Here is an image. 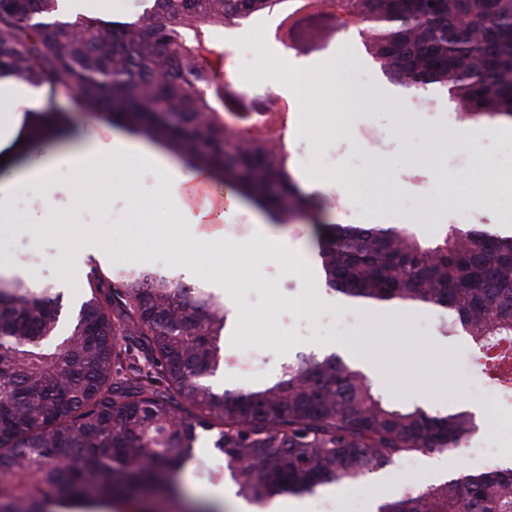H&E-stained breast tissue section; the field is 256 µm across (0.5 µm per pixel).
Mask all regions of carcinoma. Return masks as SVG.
<instances>
[{"label": "carcinoma", "mask_w": 512, "mask_h": 512, "mask_svg": "<svg viewBox=\"0 0 512 512\" xmlns=\"http://www.w3.org/2000/svg\"><path fill=\"white\" fill-rule=\"evenodd\" d=\"M434 5H429V2ZM116 22L60 19L59 0H0V73L107 99L106 120L220 172L278 223L312 219L329 290L362 305L431 307L471 338L501 388L512 378V232L451 224L435 242L413 224H322L285 156L230 111L209 34L287 0H146ZM389 78L448 97L463 119L512 122V0H364ZM276 192H268L269 183ZM62 295L0 278V512L178 495L202 431L239 496L261 507L362 479L377 466L461 447L466 410L387 399L340 354H301L260 387L216 393L229 310L154 271H99L68 325ZM378 512H512V467L458 474Z\"/></svg>", "instance_id": "1"}]
</instances>
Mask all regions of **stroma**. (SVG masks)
Masks as SVG:
<instances>
[{
    "instance_id": "stroma-1",
    "label": "stroma",
    "mask_w": 512,
    "mask_h": 512,
    "mask_svg": "<svg viewBox=\"0 0 512 512\" xmlns=\"http://www.w3.org/2000/svg\"><path fill=\"white\" fill-rule=\"evenodd\" d=\"M281 17V12L272 13L270 22L254 34L244 26L227 27L212 30L211 38L224 50V92L237 100L244 113H266L288 99L282 83L292 59L323 65L325 74L332 76L338 106L350 115V132L337 137L322 119H315L313 135L299 140L302 161L288 166L296 182L319 179L320 188L307 192L305 198L322 221L352 224L360 218L367 224H383L394 218L404 224L418 214L422 221L416 232L425 241L439 238L451 224L512 225V195L493 189L474 192L471 185L455 182V172L446 162L448 155L467 153L472 157L469 171L489 168L491 162L479 147L486 140L512 145L511 121L449 120L446 97L406 95L382 74L359 29H344L329 15L313 16L299 26L292 48L277 35ZM254 71L261 72V79H251ZM367 125L383 132L385 148H374L361 138ZM338 146L344 150L343 158L334 165L326 163V156ZM107 166L115 186L110 200L81 208L62 192L56 200L62 214L113 233V241L104 242L71 271L66 261L76 242L66 225H55L37 237L4 227L0 258L9 261L10 274L62 293L68 309L84 300L87 282L97 268L124 275L135 267L160 264L168 275L222 296L230 312L225 350L262 337L265 364L260 369L216 372L208 382L217 392L266 384L299 351L324 355L341 341L362 345L373 355L378 365L372 378L396 402L444 411L449 400L459 399L465 387L475 385L471 340L459 333L442 334L439 311L421 309L412 322L387 335L372 331L360 309L342 306L325 284L311 222L283 226L239 198L237 211L223 224L225 238L236 245L228 251L158 220L136 223L133 199H140L157 216L167 208L155 169L142 164L133 171L113 157ZM130 180L137 188L133 196L125 191ZM295 253L306 256L304 268L289 263ZM25 255L39 256L40 264L29 268L21 261ZM251 308L259 310V317L248 316ZM482 414L483 424L475 428L473 439L504 448L506 438L512 436V393L501 397L497 409L486 408ZM433 461L429 453L404 458L337 486L332 512H370L374 500H392L407 491L438 486L447 475L479 473L491 465L490 457L462 451L449 453L447 470L435 469ZM223 466V455L207 437H200L193 461L181 472L182 485L207 499L210 484L198 473Z\"/></svg>"
}]
</instances>
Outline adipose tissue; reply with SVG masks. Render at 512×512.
Returning a JSON list of instances; mask_svg holds the SVG:
<instances>
[{
	"mask_svg": "<svg viewBox=\"0 0 512 512\" xmlns=\"http://www.w3.org/2000/svg\"><path fill=\"white\" fill-rule=\"evenodd\" d=\"M45 108L43 89L9 74L0 76V155L6 158L0 164V224L43 232L60 223L53 191L63 171L68 174V192L74 202L104 201L112 193L104 161L116 153L137 161L151 160L168 201L171 223L199 238L222 241L225 211L235 208L237 199L215 181L210 171L170 165L161 154L148 152L118 134L102 140L92 126L82 122L65 124L63 137L32 140V117ZM196 187L219 198L221 207L195 208L189 201V191ZM27 193L39 194L40 203L23 214L18 203Z\"/></svg>",
	"mask_w": 512,
	"mask_h": 512,
	"instance_id": "ef3b65f1",
	"label": "adipose tissue"
}]
</instances>
